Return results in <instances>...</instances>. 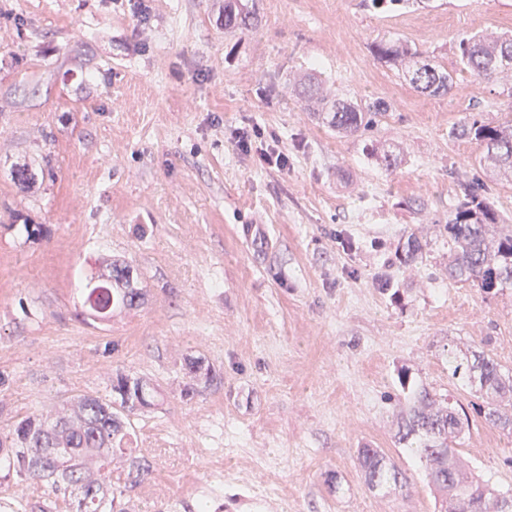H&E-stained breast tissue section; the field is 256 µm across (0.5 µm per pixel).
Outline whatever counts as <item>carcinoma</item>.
<instances>
[{
    "instance_id": "obj_1",
    "label": "carcinoma",
    "mask_w": 512,
    "mask_h": 512,
    "mask_svg": "<svg viewBox=\"0 0 512 512\" xmlns=\"http://www.w3.org/2000/svg\"><path fill=\"white\" fill-rule=\"evenodd\" d=\"M256 16L242 0H224V26L247 29ZM460 61L472 82L512 84V36L474 34L458 44ZM374 55L401 71L416 91L445 94L454 78L428 55L396 40L373 44ZM307 98L330 99L319 113L322 124L345 136L371 129L388 111L383 101L362 103L323 93L314 77L303 84ZM451 135L482 147V159L506 179H512V118L491 126L475 118L461 123ZM448 239V278L471 282L485 293L512 286V225L499 218L493 201L474 187L438 225ZM422 239L410 232L401 257L407 266L423 260ZM83 305L104 321L116 308H134L145 297L130 266L112 264L110 274L84 277ZM448 373L487 400L485 421L512 432V371L485 351L448 345ZM156 388L143 377L119 374L108 395H84L75 406L52 418L27 415L0 431V484L12 479L36 481L47 497L35 504L24 499H0V512H114L120 484H112V457L126 453L127 422L136 411L153 405ZM412 405L401 415L400 439L416 440L412 455L425 464L431 485L441 496L442 512H512V489L501 491L476 479L459 463L457 447L470 431L469 418L458 402L439 400L427 388L411 392ZM358 466L368 489L390 491L407 486L406 475L386 462L376 448L357 451Z\"/></svg>"
}]
</instances>
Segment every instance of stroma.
Masks as SVG:
<instances>
[{
	"label": "stroma",
	"instance_id": "stroma-1",
	"mask_svg": "<svg viewBox=\"0 0 512 512\" xmlns=\"http://www.w3.org/2000/svg\"><path fill=\"white\" fill-rule=\"evenodd\" d=\"M142 2L143 20L129 0H0V428L136 374L158 397L130 418L151 463L125 493L131 512H192L203 497L211 512H435L396 421L423 386L469 413L458 452L476 475L512 488V437L443 352L486 346L512 369V287L449 280L434 230L479 181L512 224V181L449 135L512 113L458 53L463 37L512 34V0H252L244 32L225 28L224 0ZM384 37L434 57L453 89L416 92L374 56ZM305 75L389 110L338 136L297 95ZM255 129L240 151L234 132ZM271 144L286 167L262 160ZM411 229L428 250L406 267ZM115 261L145 299L89 322L78 273ZM193 359L216 379L189 377ZM366 445L408 488L366 487Z\"/></svg>",
	"mask_w": 512,
	"mask_h": 512
}]
</instances>
